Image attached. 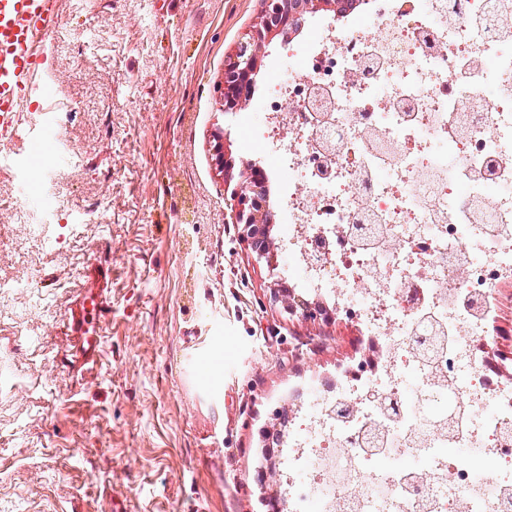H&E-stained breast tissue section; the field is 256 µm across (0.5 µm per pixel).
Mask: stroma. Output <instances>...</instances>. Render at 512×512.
<instances>
[{
	"instance_id": "35a3bbf8",
	"label": "stroma",
	"mask_w": 512,
	"mask_h": 512,
	"mask_svg": "<svg viewBox=\"0 0 512 512\" xmlns=\"http://www.w3.org/2000/svg\"><path fill=\"white\" fill-rule=\"evenodd\" d=\"M261 0H58L49 97L0 131V512H265L260 427L288 390L369 353L355 323L273 304L224 200L210 140L248 157L257 107L225 121L224 61ZM57 171L19 217L11 160ZM108 261L98 286L88 273ZM109 316L95 366L60 358L84 294ZM483 360L512 370V283Z\"/></svg>"
}]
</instances>
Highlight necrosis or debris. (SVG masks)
Here are the masks:
<instances>
[{
  "mask_svg": "<svg viewBox=\"0 0 512 512\" xmlns=\"http://www.w3.org/2000/svg\"><path fill=\"white\" fill-rule=\"evenodd\" d=\"M254 131L289 278L380 346L296 388L288 512H512V379L481 358L512 280V0L313 27Z\"/></svg>",
  "mask_w": 512,
  "mask_h": 512,
  "instance_id": "1",
  "label": "necrosis or debris"
}]
</instances>
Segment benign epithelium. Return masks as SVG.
I'll return each mask as SVG.
<instances>
[{
  "label": "benign epithelium",
  "mask_w": 512,
  "mask_h": 512,
  "mask_svg": "<svg viewBox=\"0 0 512 512\" xmlns=\"http://www.w3.org/2000/svg\"><path fill=\"white\" fill-rule=\"evenodd\" d=\"M363 0H263L258 23L253 26L248 38L239 43L234 53L224 64V81L220 85L224 115H235L249 108L252 85L259 73L261 57L266 47L278 35L285 38L301 33L309 17L325 14L337 17L356 11ZM211 152L218 170L224 172V179L235 181L231 191L234 223L241 225V235L257 264L266 263L269 273L276 269L271 229L276 222L275 213L268 207V187L265 174L251 162L240 161L239 170L229 162L230 134H216L212 138ZM271 300L280 305L285 314L304 320H326L329 313L317 303L294 294L288 284L272 278L269 285ZM275 423L263 434V457L265 466L261 469L262 486L271 489L268 497L276 499L278 466L280 460L273 451L274 439L283 437L292 421L288 406L284 405L274 414Z\"/></svg>",
  "instance_id": "obj_1"
}]
</instances>
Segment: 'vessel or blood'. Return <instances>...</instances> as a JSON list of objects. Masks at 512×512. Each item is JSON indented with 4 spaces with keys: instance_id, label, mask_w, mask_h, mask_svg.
I'll return each instance as SVG.
<instances>
[{
    "instance_id": "1",
    "label": "vessel or blood",
    "mask_w": 512,
    "mask_h": 512,
    "mask_svg": "<svg viewBox=\"0 0 512 512\" xmlns=\"http://www.w3.org/2000/svg\"><path fill=\"white\" fill-rule=\"evenodd\" d=\"M56 11L57 0H0V129L28 110V90L43 81L42 46Z\"/></svg>"
}]
</instances>
